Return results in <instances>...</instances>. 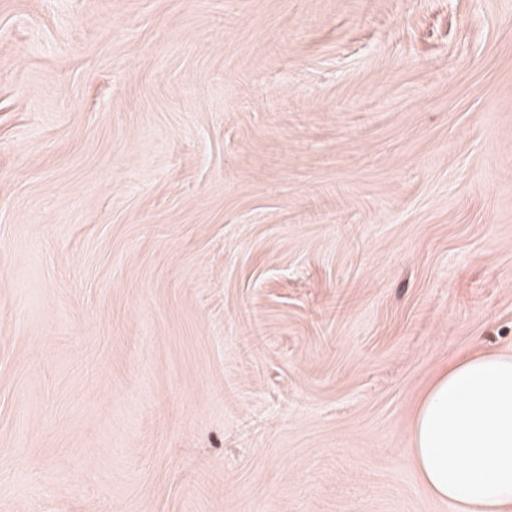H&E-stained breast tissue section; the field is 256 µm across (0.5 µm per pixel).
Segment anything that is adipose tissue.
Instances as JSON below:
<instances>
[{"label":"adipose tissue","instance_id":"obj_1","mask_svg":"<svg viewBox=\"0 0 512 512\" xmlns=\"http://www.w3.org/2000/svg\"><path fill=\"white\" fill-rule=\"evenodd\" d=\"M410 457L457 512H512V354H465L437 374L413 416Z\"/></svg>","mask_w":512,"mask_h":512}]
</instances>
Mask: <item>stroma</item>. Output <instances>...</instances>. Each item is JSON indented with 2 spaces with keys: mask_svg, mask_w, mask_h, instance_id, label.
I'll list each match as a JSON object with an SVG mask.
<instances>
[{
  "mask_svg": "<svg viewBox=\"0 0 512 512\" xmlns=\"http://www.w3.org/2000/svg\"><path fill=\"white\" fill-rule=\"evenodd\" d=\"M512 353V0H0V512H455L438 371Z\"/></svg>",
  "mask_w": 512,
  "mask_h": 512,
  "instance_id": "35a3bbf8",
  "label": "stroma"
}]
</instances>
